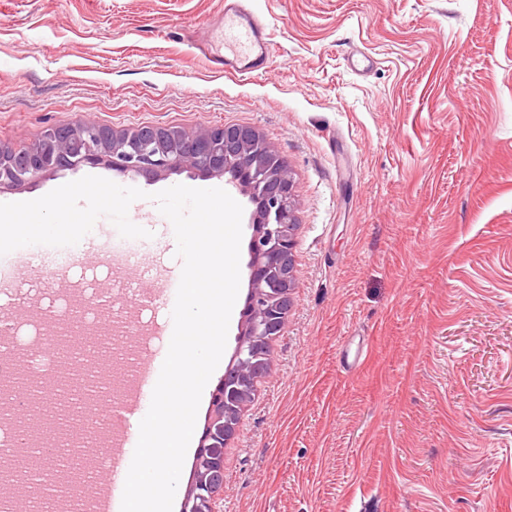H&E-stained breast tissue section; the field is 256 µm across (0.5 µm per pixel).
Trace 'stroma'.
Wrapping results in <instances>:
<instances>
[{"instance_id":"stroma-1","label":"stroma","mask_w":512,"mask_h":512,"mask_svg":"<svg viewBox=\"0 0 512 512\" xmlns=\"http://www.w3.org/2000/svg\"><path fill=\"white\" fill-rule=\"evenodd\" d=\"M270 61L199 50L224 0H0V143L91 118L255 127L287 159L300 224L271 364L224 452L218 512H512V0H249ZM103 167L0 191L30 201ZM133 271L179 280L153 205ZM4 304L41 320L58 280ZM360 349L359 363L344 359Z\"/></svg>"}]
</instances>
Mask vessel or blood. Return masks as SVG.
<instances>
[{
  "instance_id": "1",
  "label": "vessel or blood",
  "mask_w": 512,
  "mask_h": 512,
  "mask_svg": "<svg viewBox=\"0 0 512 512\" xmlns=\"http://www.w3.org/2000/svg\"><path fill=\"white\" fill-rule=\"evenodd\" d=\"M221 40L227 54L215 55L213 62L228 74H261L270 58L264 22L249 8L248 0H229L224 6V28ZM132 386L123 400L112 408L113 415L127 417L139 410L146 391L154 388L158 374L150 364L136 360L126 368ZM134 435L127 427H119L112 441L110 456L112 480L100 490V512H121L127 470L124 450L131 447Z\"/></svg>"
}]
</instances>
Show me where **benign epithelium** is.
I'll list each match as a JSON object with an SVG mask.
<instances>
[{"instance_id": "1", "label": "benign epithelium", "mask_w": 512, "mask_h": 512, "mask_svg": "<svg viewBox=\"0 0 512 512\" xmlns=\"http://www.w3.org/2000/svg\"><path fill=\"white\" fill-rule=\"evenodd\" d=\"M84 166L131 172L148 181L173 172L224 175L253 205L244 321L232 360L212 394L193 478L181 503V512H215L224 493V447L236 430L230 416L245 406L248 387L265 373L270 344L281 334L291 307L288 267L298 226L291 169L276 144L249 126H217L193 135L156 126L143 137L84 118L52 127L37 145L0 157V190Z\"/></svg>"}]
</instances>
